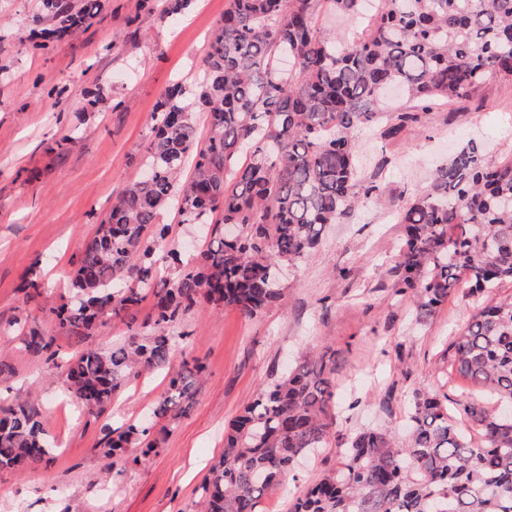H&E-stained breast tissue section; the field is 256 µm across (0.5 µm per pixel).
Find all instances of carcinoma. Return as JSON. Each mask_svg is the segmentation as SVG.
Wrapping results in <instances>:
<instances>
[{
    "mask_svg": "<svg viewBox=\"0 0 512 512\" xmlns=\"http://www.w3.org/2000/svg\"><path fill=\"white\" fill-rule=\"evenodd\" d=\"M360 2L225 0L199 80L162 95L145 175L124 187L86 241L69 299L48 305L35 266L21 277L25 304L48 311L57 335L79 345L60 363L55 337L25 323V350L61 369L66 395L94 419L142 373L171 372L149 422L104 426L106 458L122 461L139 444L133 462L147 461L158 448L155 428L186 412L202 367L186 359L173 366L183 316L204 305L257 316L282 298L275 267L302 261L326 225L382 202L356 165L358 128L383 122V134L395 136L488 78L512 83V0H381L365 34L347 46L317 27L321 12H355ZM191 3L166 0L158 17L167 21ZM102 6L40 0L26 41L45 50ZM393 85L411 102L403 112L384 106ZM170 208L182 224L209 226L185 262L167 250L170 225L161 217ZM400 219L406 235L393 288L413 299L416 323L464 279L477 291L512 280V160L487 164L468 143ZM107 320L129 335L100 347L94 338ZM448 350L452 372L497 398L457 404L475 435L457 425L448 403L418 391L406 444L381 429L357 432L289 512H512V298L483 307ZM335 388L334 361L310 353L260 391L203 478L201 512H264L263 499L295 462L335 435ZM56 452L37 403L0 405V471H35Z\"/></svg>",
    "mask_w": 512,
    "mask_h": 512,
    "instance_id": "obj_1",
    "label": "carcinoma"
}]
</instances>
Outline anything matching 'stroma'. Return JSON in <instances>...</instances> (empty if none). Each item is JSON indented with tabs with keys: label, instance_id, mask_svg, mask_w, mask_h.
<instances>
[{
	"label": "stroma",
	"instance_id": "1",
	"mask_svg": "<svg viewBox=\"0 0 512 512\" xmlns=\"http://www.w3.org/2000/svg\"><path fill=\"white\" fill-rule=\"evenodd\" d=\"M143 2L106 0L84 31L34 52L25 37L37 0H0V360L15 370L9 398L39 393L58 449L35 472H0V512H194L229 423L296 358L323 353L336 361L335 435L264 502L266 512H287L294 495L335 466L337 448L353 431L382 427L405 441L415 391L486 399L451 375L448 344L483 305L512 295V282L480 294L456 289L424 324L413 323L412 301L392 288L404 234L396 208L423 195L435 167L468 142L482 147L487 163L512 158V83L486 81L469 101L440 106L425 127H407L394 139L359 129V169L395 207L369 204L327 226L301 263L282 268L285 299L263 314L201 307L185 315L178 326L183 352L203 366L192 403L167 423L149 460L133 464L141 453L134 446L128 464L114 466L98 451L104 424L147 419L165 392L164 373L132 382L106 421L84 414L43 359L25 351L16 323L35 322L55 336L63 359L75 342L57 335L51 315L25 305L18 284L37 261L51 301L67 298L86 238L139 174L161 94L197 79L224 13V0H194L187 13L162 22ZM379 6L368 0L358 13H323L317 22L350 45ZM65 137L73 143L63 151Z\"/></svg>",
	"mask_w": 512,
	"mask_h": 512
}]
</instances>
